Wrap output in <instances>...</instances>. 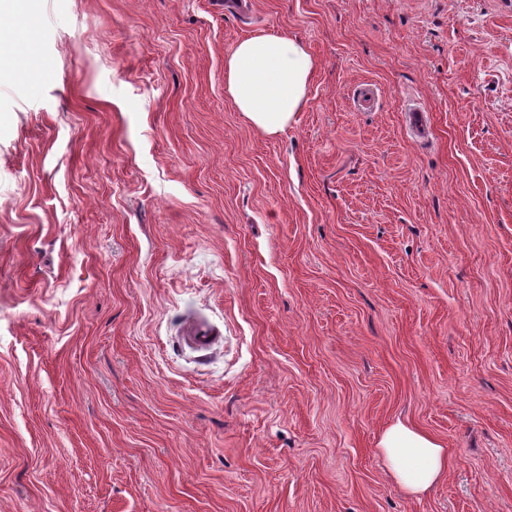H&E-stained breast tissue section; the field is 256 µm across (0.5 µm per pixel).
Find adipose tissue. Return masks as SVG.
I'll list each match as a JSON object with an SVG mask.
<instances>
[{
    "label": "adipose tissue",
    "instance_id": "obj_1",
    "mask_svg": "<svg viewBox=\"0 0 512 512\" xmlns=\"http://www.w3.org/2000/svg\"><path fill=\"white\" fill-rule=\"evenodd\" d=\"M317 61L297 39L257 34L224 59V84L237 110L258 131H284L308 103ZM392 480L409 494L426 492L445 477L452 460L430 435L397 421L377 442Z\"/></svg>",
    "mask_w": 512,
    "mask_h": 512
}]
</instances>
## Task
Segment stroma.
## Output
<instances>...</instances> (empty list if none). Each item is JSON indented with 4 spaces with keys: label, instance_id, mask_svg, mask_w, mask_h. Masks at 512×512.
I'll list each match as a JSON object with an SVG mask.
<instances>
[{
    "label": "stroma",
    "instance_id": "stroma-1",
    "mask_svg": "<svg viewBox=\"0 0 512 512\" xmlns=\"http://www.w3.org/2000/svg\"><path fill=\"white\" fill-rule=\"evenodd\" d=\"M0 512H512V0H0ZM317 61L297 39L257 34L224 58V84L237 110L258 131H284L308 104ZM377 447L392 480L412 495L436 485L452 464L448 448L401 420L382 432Z\"/></svg>",
    "mask_w": 512,
    "mask_h": 512
}]
</instances>
